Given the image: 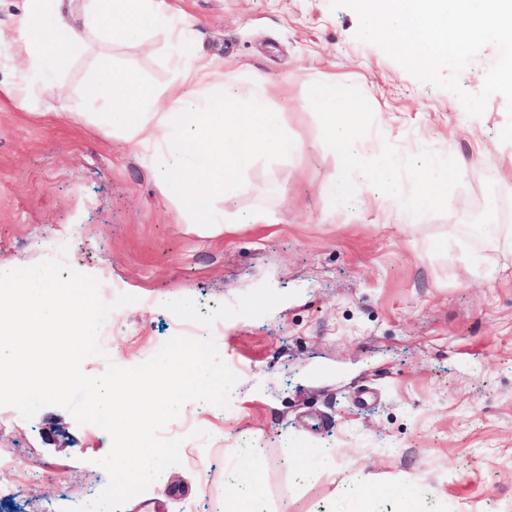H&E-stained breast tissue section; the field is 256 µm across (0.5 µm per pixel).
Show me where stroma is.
<instances>
[{"instance_id": "obj_1", "label": "stroma", "mask_w": 512, "mask_h": 512, "mask_svg": "<svg viewBox=\"0 0 512 512\" xmlns=\"http://www.w3.org/2000/svg\"><path fill=\"white\" fill-rule=\"evenodd\" d=\"M166 2L190 21L196 54L223 57L232 86L259 76L284 85L273 104L303 146L254 156L237 198L271 223H182L138 148L65 115L92 55L34 85L40 110L22 112L6 94L17 49L0 42V266L37 264L63 240L69 267L137 296L117 308L103 292L109 339L83 362L86 375L146 362L188 323L238 377L227 407L185 404L192 421L168 428L186 458L122 512H222L224 473L254 439L264 512H357L364 502L373 512H512V231L477 230L491 215L512 220L505 98L491 95L469 116L453 93L356 41V13L329 0ZM149 43L115 47L114 66L162 87L171 47L159 31ZM328 74L367 101L353 149L368 162L391 153L403 198L361 181L351 205L328 193L342 169L307 104ZM420 161L459 173L429 211L405 201ZM195 428L207 439L192 438ZM110 448L106 432L64 408L27 420L0 407V453L16 462L0 484L35 476L14 512H67L102 492L108 475L96 460ZM293 448L306 477L284 464ZM357 472L383 482L346 486Z\"/></svg>"}]
</instances>
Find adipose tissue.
Returning a JSON list of instances; mask_svg holds the SVG:
<instances>
[{"mask_svg": "<svg viewBox=\"0 0 512 512\" xmlns=\"http://www.w3.org/2000/svg\"><path fill=\"white\" fill-rule=\"evenodd\" d=\"M167 30L174 78L163 88L144 82L135 72L115 74L107 50L115 43L143 44L155 27ZM188 23L170 14L165 0H24L13 39L25 52L8 95L16 108L31 107L34 83L54 75L90 35H100L103 52L86 83L80 106L112 135L138 146L147 160L169 154L175 162L160 167L158 179L175 199L186 224H225L241 190V169L258 154L287 155L301 143L290 138L282 113L271 102L281 86L263 80L224 91V61L188 49ZM328 129L329 141L342 167L331 192L340 202L353 195L355 178L374 192L401 193L392 155L381 154L365 165L352 142L363 121L365 105L345 95L341 83L326 79L312 100ZM420 190L410 206L424 211L445 197L454 172L419 168ZM223 200L216 210L214 200ZM258 451H240V466L231 473L235 491L224 498V512H262L254 484L259 477Z\"/></svg>", "mask_w": 512, "mask_h": 512, "instance_id": "1", "label": "adipose tissue"}]
</instances>
